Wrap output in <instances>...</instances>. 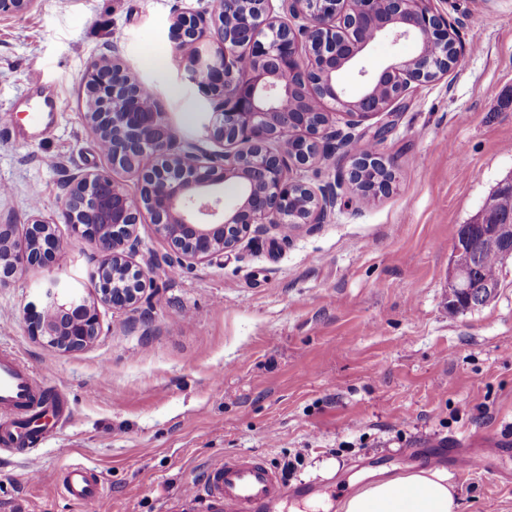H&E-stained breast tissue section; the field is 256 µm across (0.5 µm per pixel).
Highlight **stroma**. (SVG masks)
I'll use <instances>...</instances> for the list:
<instances>
[{
	"label": "stroma",
	"mask_w": 512,
	"mask_h": 512,
	"mask_svg": "<svg viewBox=\"0 0 512 512\" xmlns=\"http://www.w3.org/2000/svg\"><path fill=\"white\" fill-rule=\"evenodd\" d=\"M464 64L412 85L390 114L362 128L389 131L377 150L396 173L389 194L336 210L282 236L262 227L235 251L171 273L169 246L138 226L136 260L153 286L136 309L99 308L100 336L60 352L33 337L27 315L58 278L90 293L101 253L72 245L61 220L73 177L111 170L84 121L90 62L118 51L151 84L179 140L210 148L204 101L172 52L176 15L210 0H39L0 18V225L55 223L51 267L0 285V352L60 387L52 436L0 450V512H82L50 494L71 464L92 469L100 512H176L205 464L256 456L288 487L330 497L373 471L417 468L449 439L486 456L489 472L452 475L458 512H512V261L496 297L452 313L456 233L512 174V0H435ZM42 72L49 97L32 92ZM54 120L36 138L31 111ZM183 512H207L202 499Z\"/></svg>",
	"instance_id": "stroma-1"
}]
</instances>
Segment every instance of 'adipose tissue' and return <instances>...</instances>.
Masks as SVG:
<instances>
[{"label":"adipose tissue","mask_w":512,"mask_h":512,"mask_svg":"<svg viewBox=\"0 0 512 512\" xmlns=\"http://www.w3.org/2000/svg\"><path fill=\"white\" fill-rule=\"evenodd\" d=\"M455 486L443 469L371 481L345 497L340 512H458Z\"/></svg>","instance_id":"adipose-tissue-1"}]
</instances>
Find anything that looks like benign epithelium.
Wrapping results in <instances>:
<instances>
[{"label":"benign epithelium","mask_w":512,"mask_h":512,"mask_svg":"<svg viewBox=\"0 0 512 512\" xmlns=\"http://www.w3.org/2000/svg\"><path fill=\"white\" fill-rule=\"evenodd\" d=\"M434 0H222L212 23L181 14L171 25L173 55L185 64V79L207 103V137L216 150L186 162L175 148L177 132L159 99L145 107L146 82L130 76L112 55L94 59L84 77L86 124L114 170L133 173L139 192L130 194L108 173L76 176L61 215L72 242L104 257L94 274L96 294L116 309L136 308L150 280L147 267L132 262L138 224L149 217L183 269L233 250L252 227L280 231L296 224H324L348 193H358L351 175L315 189L293 170L328 159L355 139L353 130L376 114L390 113L411 84H428L448 72V20ZM37 0H0V17L30 11ZM413 41L416 55L379 72L360 69L349 93L336 73L353 64L374 41ZM317 104L321 118L304 119ZM345 117V129L336 116ZM151 163H145V160ZM381 165L387 178L372 195L392 190L395 173L378 152L354 159V167ZM237 186L228 205L224 183ZM0 225V282L44 267L62 246L51 222L39 213L24 225ZM449 288H468L471 260L451 257ZM45 310L30 332L49 346L71 351L100 335L98 310L78 292L49 281Z\"/></svg>","instance_id":"7a95c632"}]
</instances>
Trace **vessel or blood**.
Returning a JSON list of instances; mask_svg holds the SVG:
<instances>
[{
  "mask_svg": "<svg viewBox=\"0 0 512 512\" xmlns=\"http://www.w3.org/2000/svg\"><path fill=\"white\" fill-rule=\"evenodd\" d=\"M31 368L9 354L0 355V410L11 412L15 423L0 429V446L11 450L42 437L59 414L55 400L44 399ZM433 463L449 462L456 472L484 471L487 461L465 453L456 442H449L447 455H433ZM201 487L210 512H277L287 497L278 473L265 462L245 456H230L209 462L204 468ZM56 492L96 512L104 496V485L89 468L70 465Z\"/></svg>",
  "mask_w": 512,
  "mask_h": 512,
  "instance_id": "vessel-or-blood-1",
  "label": "vessel or blood"
}]
</instances>
